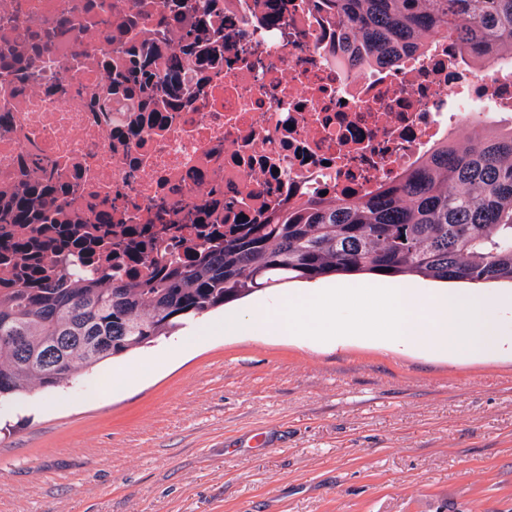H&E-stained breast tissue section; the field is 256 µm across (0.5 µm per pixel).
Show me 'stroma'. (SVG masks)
Returning <instances> with one entry per match:
<instances>
[{
	"label": "stroma",
	"mask_w": 512,
	"mask_h": 512,
	"mask_svg": "<svg viewBox=\"0 0 512 512\" xmlns=\"http://www.w3.org/2000/svg\"><path fill=\"white\" fill-rule=\"evenodd\" d=\"M247 306L0 407V512H512L511 352L216 330Z\"/></svg>",
	"instance_id": "1"
}]
</instances>
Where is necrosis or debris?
Wrapping results in <instances>:
<instances>
[{"instance_id":"4bbe7bcc","label":"necrosis or debris","mask_w":512,"mask_h":512,"mask_svg":"<svg viewBox=\"0 0 512 512\" xmlns=\"http://www.w3.org/2000/svg\"><path fill=\"white\" fill-rule=\"evenodd\" d=\"M361 45L330 0H0V217L42 175L13 236L78 229L103 270L96 216L118 235L162 204L174 259L205 226L365 197L456 132L512 127L511 59L444 35L392 65Z\"/></svg>"}]
</instances>
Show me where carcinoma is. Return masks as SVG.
Masks as SVG:
<instances>
[{
    "label": "carcinoma",
    "mask_w": 512,
    "mask_h": 512,
    "mask_svg": "<svg viewBox=\"0 0 512 512\" xmlns=\"http://www.w3.org/2000/svg\"><path fill=\"white\" fill-rule=\"evenodd\" d=\"M342 22L387 63L444 32L480 55L512 54V0H333ZM33 186L12 220L24 224ZM148 226L116 253L142 265L129 280L62 260L56 281L29 242L0 233L22 283L0 289V404L63 388L108 359L167 339L185 325L273 286L335 276L417 274L438 282L512 285V130L449 143L401 183L365 199L335 200L262 223L211 231L184 261L145 253ZM72 232L46 248L83 250Z\"/></svg>",
    "instance_id": "1"
}]
</instances>
